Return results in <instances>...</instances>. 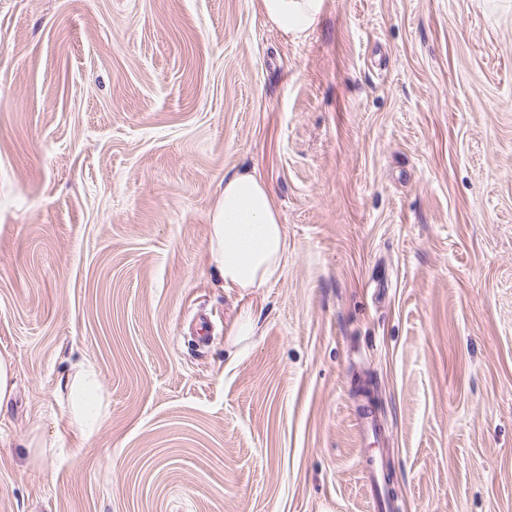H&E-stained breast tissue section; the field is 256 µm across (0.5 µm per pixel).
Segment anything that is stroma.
I'll return each mask as SVG.
<instances>
[{
	"instance_id": "35a3bbf8",
	"label": "stroma",
	"mask_w": 512,
	"mask_h": 512,
	"mask_svg": "<svg viewBox=\"0 0 512 512\" xmlns=\"http://www.w3.org/2000/svg\"><path fill=\"white\" fill-rule=\"evenodd\" d=\"M243 169L288 243L250 300L208 252ZM0 355V512H374L366 453L397 512H512V0H324L299 36L0 0ZM78 361L109 412L42 455ZM15 371L10 359L0 355V412L4 409L15 387Z\"/></svg>"
}]
</instances>
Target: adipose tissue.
<instances>
[{
    "mask_svg": "<svg viewBox=\"0 0 512 512\" xmlns=\"http://www.w3.org/2000/svg\"><path fill=\"white\" fill-rule=\"evenodd\" d=\"M324 0H261L264 15L282 32L299 35L317 22ZM287 249L284 224L271 193L254 173L224 179V192L211 213L209 253L224 290L250 296L276 279ZM57 404L69 428L84 441L98 434L108 413L99 373L89 363L72 365L58 383Z\"/></svg>",
    "mask_w": 512,
    "mask_h": 512,
    "instance_id": "obj_1",
    "label": "adipose tissue"
}]
</instances>
